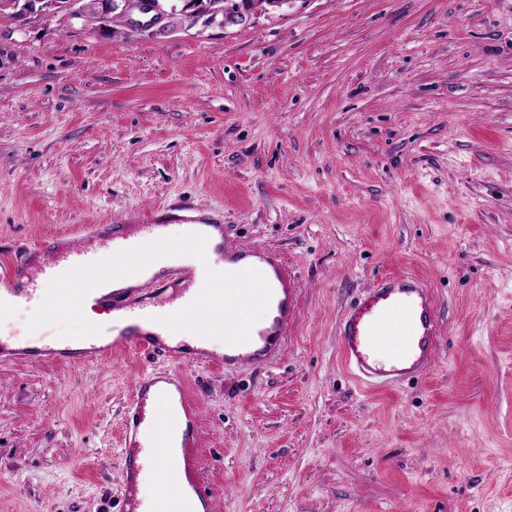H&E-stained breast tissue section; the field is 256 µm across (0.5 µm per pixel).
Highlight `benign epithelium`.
<instances>
[{
  "label": "benign epithelium",
  "instance_id": "7a95c632",
  "mask_svg": "<svg viewBox=\"0 0 512 512\" xmlns=\"http://www.w3.org/2000/svg\"><path fill=\"white\" fill-rule=\"evenodd\" d=\"M65 12L69 17H81L85 25L93 29H102L112 21V12H119L133 31H147L152 36H165L172 28L181 26L193 28L244 24L251 13L239 11L227 15L224 0H208L203 12H188V8H166L160 0H100L93 5L88 0H24L22 12Z\"/></svg>",
  "mask_w": 512,
  "mask_h": 512
}]
</instances>
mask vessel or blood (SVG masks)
Here are the masks:
<instances>
[{
    "label": "vessel or blood",
    "instance_id": "vessel-or-blood-1",
    "mask_svg": "<svg viewBox=\"0 0 512 512\" xmlns=\"http://www.w3.org/2000/svg\"><path fill=\"white\" fill-rule=\"evenodd\" d=\"M211 217L188 219L179 238H171L160 217L143 224H98L78 245L60 237L36 243V261L20 265L10 256L0 265V281L10 283V300L0 299V348L16 339L18 332L5 325L4 317L18 307L49 308L56 289L69 285L74 294V313L87 301L106 306L123 321L116 333L99 336L96 330L80 338L64 336L59 341L22 356L39 360L67 361L104 359L115 353L142 352L184 364L200 362L267 363L287 335L294 319L295 281L287 265L276 255L258 250H230L211 246L207 230ZM188 255L193 259L178 294L164 301L168 287L161 277L153 279V297L140 289L124 287L148 255ZM279 285L277 314L270 327L262 328L247 312L254 286ZM212 291L224 301L225 342L236 355H221L206 348H186L179 340L188 334L205 339L215 325L198 317L194 289ZM411 324L409 337L395 334L400 320ZM438 320L431 290L412 276H386L369 288L344 311L339 323L340 348L353 378L368 389H392L428 370L437 346ZM80 351H73V344ZM169 404L165 416H157L153 403ZM196 412L188 403L178 372L141 374L134 386L123 422L125 467V512H140L137 477L149 471L155 476L157 494L150 512H167L169 495L179 496L184 512H197L196 503L209 496L194 479H183L191 468L189 447L194 440Z\"/></svg>",
    "mask_w": 512,
    "mask_h": 512
}]
</instances>
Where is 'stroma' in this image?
<instances>
[{"instance_id":"1","label":"stroma","mask_w":512,"mask_h":512,"mask_svg":"<svg viewBox=\"0 0 512 512\" xmlns=\"http://www.w3.org/2000/svg\"><path fill=\"white\" fill-rule=\"evenodd\" d=\"M184 197L296 287L268 365L179 368L212 512H512V0H288L157 38L0 12V251ZM403 275L435 360L368 391L339 321ZM71 304L12 323L77 336ZM172 368L0 359V512H124L130 390Z\"/></svg>"}]
</instances>
